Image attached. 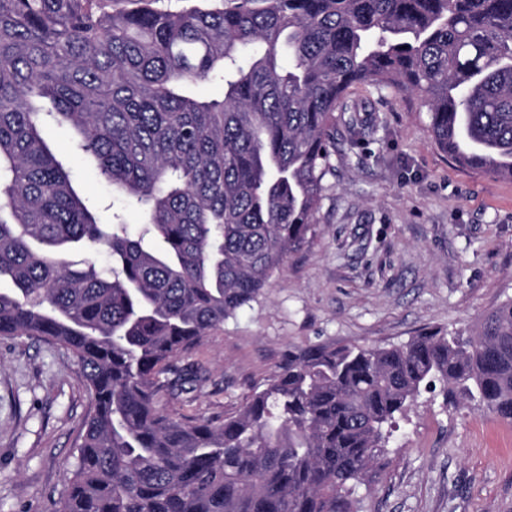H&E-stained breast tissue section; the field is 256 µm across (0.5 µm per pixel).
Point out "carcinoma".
I'll return each instance as SVG.
<instances>
[{"mask_svg":"<svg viewBox=\"0 0 512 512\" xmlns=\"http://www.w3.org/2000/svg\"><path fill=\"white\" fill-rule=\"evenodd\" d=\"M114 2L0 0V335L65 350L95 401L56 512H355L422 392L512 422V299L465 340L290 349L218 425L159 408L305 242L336 119L367 124L351 88L419 96L445 152L512 177V0ZM50 123L137 236L85 205Z\"/></svg>","mask_w":512,"mask_h":512,"instance_id":"1","label":"carcinoma"}]
</instances>
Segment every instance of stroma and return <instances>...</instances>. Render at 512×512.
I'll use <instances>...</instances> for the list:
<instances>
[{"label": "stroma", "instance_id": "stroma-1", "mask_svg": "<svg viewBox=\"0 0 512 512\" xmlns=\"http://www.w3.org/2000/svg\"><path fill=\"white\" fill-rule=\"evenodd\" d=\"M352 95L370 101L371 128L337 125L306 242L257 303L178 358L206 380L163 399L166 412L220 419L289 348L395 345L430 330L467 337L512 298V180L449 157L417 96ZM93 409L71 355L0 336V512H53ZM355 497L358 512H512V423L422 393Z\"/></svg>", "mask_w": 512, "mask_h": 512}]
</instances>
